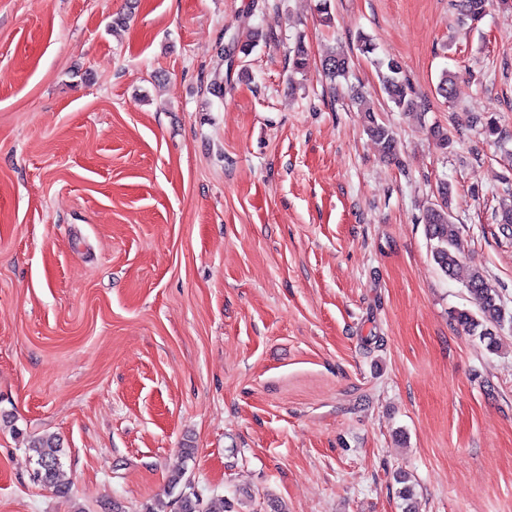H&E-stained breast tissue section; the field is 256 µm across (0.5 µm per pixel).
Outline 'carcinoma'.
Returning <instances> with one entry per match:
<instances>
[{
	"instance_id": "carcinoma-1",
	"label": "carcinoma",
	"mask_w": 512,
	"mask_h": 512,
	"mask_svg": "<svg viewBox=\"0 0 512 512\" xmlns=\"http://www.w3.org/2000/svg\"><path fill=\"white\" fill-rule=\"evenodd\" d=\"M458 14L474 23L479 22L486 14L488 0H453ZM378 77L387 100L402 112H410L416 107L408 79L401 63L394 59H374ZM322 71L331 83L348 77L349 58L339 50H332L322 60ZM354 102L362 105L365 112L366 131L383 148L389 156L397 153V140L390 127L378 121L373 107L367 105L364 97L353 96ZM480 135L495 143L506 139V132L499 123L489 118L481 124ZM440 202L427 210L425 215L426 232L432 247L433 260L444 275L451 277L461 265L460 227L452 220L451 189L441 186ZM465 288L476 302L473 310L463 309L453 313V319L469 335L476 336L484 343L486 349L493 350L497 346V332L506 321V310L501 304L497 289L478 270L471 273ZM60 439L52 435L34 438L28 445V452L34 459V478L43 485L65 493L59 483L61 467ZM171 488L178 490L172 501L158 506H148L145 512H228L231 504L224 498L204 499L195 489L190 478L178 471L169 477Z\"/></svg>"
}]
</instances>
